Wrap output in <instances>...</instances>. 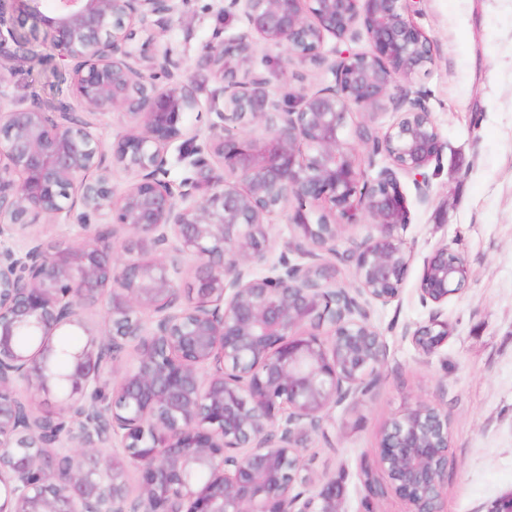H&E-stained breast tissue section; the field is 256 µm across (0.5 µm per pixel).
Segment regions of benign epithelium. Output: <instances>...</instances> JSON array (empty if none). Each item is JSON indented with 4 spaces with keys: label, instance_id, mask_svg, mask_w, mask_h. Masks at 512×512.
<instances>
[{
    "label": "benign epithelium",
    "instance_id": "benign-epithelium-1",
    "mask_svg": "<svg viewBox=\"0 0 512 512\" xmlns=\"http://www.w3.org/2000/svg\"><path fill=\"white\" fill-rule=\"evenodd\" d=\"M38 2L0 0V55L26 59L29 42L46 38L70 66L86 115L66 102L55 112L0 104V238L41 217L75 219L83 234L67 246L0 245V512H340L336 482L309 494L302 445L326 433L332 409L376 386L387 346L370 303L398 298L411 262L400 177L428 201L443 151L424 97L390 93L432 63L413 0H224V14H240L245 28L203 49L224 80V111L204 138L187 136L199 101L183 60L167 50L143 68L144 49L132 43L131 26L172 13L174 0H51L44 11ZM362 31L371 49L341 54L334 85L302 91L296 107L270 91L285 73L252 65L259 41L321 63L326 37ZM387 101L399 118L384 133L369 122L348 127L353 108ZM105 114L125 119L108 148L86 119ZM247 118L257 130L230 133ZM180 139L191 171L176 186L168 148ZM360 149L375 175L359 167ZM380 155L388 164L378 168ZM211 157L224 178L211 176ZM118 170L132 179L117 196ZM292 204V239L257 277L266 219ZM320 206L310 220L307 208ZM361 219L369 232L358 239ZM344 239L349 285L327 260ZM150 252L162 257L141 259ZM185 256L196 261L187 303L171 274ZM469 278L446 242L424 259L417 292L430 313L408 332L419 352L448 342L443 309ZM100 300V333L57 373L53 336L83 327V310ZM21 330L36 336L35 349L16 346ZM130 346L135 364L120 373ZM20 382L58 396L57 411L34 414ZM450 435L447 408L407 406L384 426L374 462L362 463L365 490L383 481L408 512H443ZM116 437L121 450L106 452ZM127 458L140 472L135 495L118 464Z\"/></svg>",
    "mask_w": 512,
    "mask_h": 512
}]
</instances>
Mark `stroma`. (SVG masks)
<instances>
[{"mask_svg":"<svg viewBox=\"0 0 512 512\" xmlns=\"http://www.w3.org/2000/svg\"><path fill=\"white\" fill-rule=\"evenodd\" d=\"M412 18L431 39L434 61L398 80L392 93L424 94L444 145L440 168L428 202L418 200L409 179L401 181L411 262L399 297L371 306L388 349L379 381L363 401L333 409L327 435L314 437L301 456L315 479L342 486V512H405L392 495L365 504L360 466L375 459L388 419L417 400L438 403L452 425L445 512H488L512 492V0H414ZM242 26V18L225 16L224 0H177L174 14L133 31L134 44L149 55L169 49L184 59L200 101L193 120L200 130L224 109V84L203 64L202 49ZM57 62L50 48L6 63L0 101L53 111L70 98V79ZM254 65L288 70L271 85L282 100L334 82L327 65L298 66L278 48L260 49ZM443 241L460 253L470 279L444 308L448 343L423 355L408 333L429 316L417 283L424 258Z\"/></svg>","mask_w":512,"mask_h":512,"instance_id":"stroma-1","label":"stroma"}]
</instances>
